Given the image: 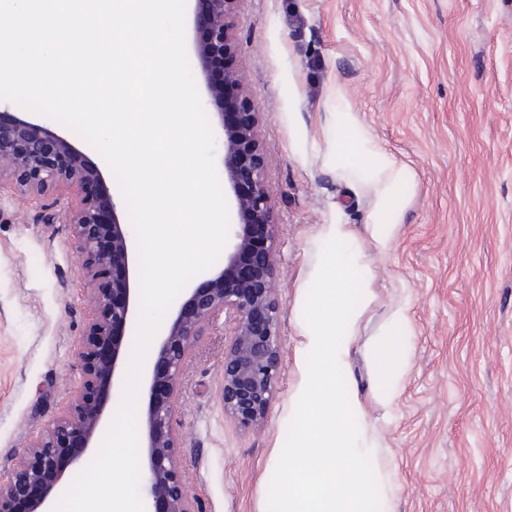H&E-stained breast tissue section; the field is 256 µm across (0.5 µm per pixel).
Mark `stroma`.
Returning a JSON list of instances; mask_svg holds the SVG:
<instances>
[{
  "label": "stroma",
  "mask_w": 512,
  "mask_h": 512,
  "mask_svg": "<svg viewBox=\"0 0 512 512\" xmlns=\"http://www.w3.org/2000/svg\"><path fill=\"white\" fill-rule=\"evenodd\" d=\"M237 55L264 114L275 203L281 365L260 429L224 414L223 319L195 344L175 427L200 512H264L288 467V404L300 375L295 316L311 237L339 222L364 235L368 196L318 152L335 113L367 126L406 167L401 225L372 254L374 338L395 303L413 323L403 393L385 410L361 349L351 365L397 512H512V0H240ZM76 189L41 196L0 182V480L66 412L96 315L67 225Z\"/></svg>",
  "instance_id": "obj_1"
}]
</instances>
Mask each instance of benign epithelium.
<instances>
[{
  "label": "benign epithelium",
  "mask_w": 512,
  "mask_h": 512,
  "mask_svg": "<svg viewBox=\"0 0 512 512\" xmlns=\"http://www.w3.org/2000/svg\"><path fill=\"white\" fill-rule=\"evenodd\" d=\"M195 56L224 137V186L233 195L234 223L224 266L189 289L160 330L146 357L148 401L143 415L142 493L145 512H199L179 465L174 427L180 375L197 339L224 315V415L244 428L265 419L281 363L279 308L274 297L277 224L266 178L263 113L249 95L244 74L218 68L235 53L232 19L240 0H195ZM23 195L77 186L82 196L65 223L85 256L82 274L93 285L98 316L84 334L83 381L67 413L20 455L0 481V512H52L53 496L95 453L109 423L107 399L124 381L126 350L137 319V254L128 225L98 191L101 170L71 139L39 123L0 110V181Z\"/></svg>",
  "instance_id": "benign-epithelium-1"
}]
</instances>
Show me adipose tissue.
<instances>
[{
    "instance_id": "1",
    "label": "adipose tissue",
    "mask_w": 512,
    "mask_h": 512,
    "mask_svg": "<svg viewBox=\"0 0 512 512\" xmlns=\"http://www.w3.org/2000/svg\"><path fill=\"white\" fill-rule=\"evenodd\" d=\"M320 153L326 167L353 173L370 196L367 238L334 222L320 225L311 240L314 260L296 298L300 380L288 407V470L265 512H396L399 481L379 462L381 428L358 394L350 359L377 300L365 247L388 250L406 205L398 189L407 172L373 149L369 129L349 112L327 127ZM411 334L402 301L364 348L373 394L384 408L400 397Z\"/></svg>"
}]
</instances>
